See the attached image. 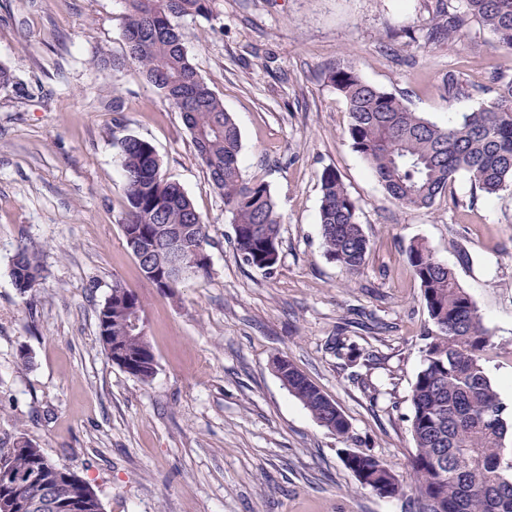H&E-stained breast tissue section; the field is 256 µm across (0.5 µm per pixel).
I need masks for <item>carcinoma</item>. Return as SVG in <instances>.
<instances>
[{"instance_id":"carcinoma-1","label":"carcinoma","mask_w":512,"mask_h":512,"mask_svg":"<svg viewBox=\"0 0 512 512\" xmlns=\"http://www.w3.org/2000/svg\"><path fill=\"white\" fill-rule=\"evenodd\" d=\"M123 8L125 57L116 67L134 64L169 105L180 112L199 163L224 200V216L242 260L269 273L279 258L281 216L269 186L244 176L241 133L221 98L198 72L180 21L208 18L214 0H119ZM491 29L497 46L512 54V0H437L432 16L418 28L428 45L467 34L470 20ZM328 79L348 106L347 137L389 196L401 207L429 209L448 193L461 174L492 197L512 192V76L493 68L488 80L493 98L472 112L440 126L403 99L365 81L354 66L339 64ZM449 101L472 95L456 73L442 85ZM127 208L122 224L134 258L149 254L144 276L163 294L176 296L181 281L168 279L175 264L210 275L201 249L210 245L209 225L193 201L163 172L154 145L139 136L117 139ZM319 224L326 254L350 276L364 269L369 239L359 222L358 203L340 173L328 167L319 175ZM192 227L178 253L167 248L170 233ZM407 260L419 282L433 329L425 336L422 364L412 385L410 431L415 453L406 475L373 454L354 451L345 464L356 481L383 497L414 489L419 512H512V446L506 407L482 363L491 334L475 302L455 272L423 242L412 243ZM15 288L26 294L40 288L44 269L26 247L11 259ZM145 314L140 295L117 282L98 311V336L113 364L140 382L150 381L156 359L147 334L132 328V316ZM284 387L331 433L349 437L350 425L323 393L293 363ZM65 491L49 512H102L87 481L53 463L39 445L22 439L0 453V500L13 499L15 512H37L52 487Z\"/></svg>"}]
</instances>
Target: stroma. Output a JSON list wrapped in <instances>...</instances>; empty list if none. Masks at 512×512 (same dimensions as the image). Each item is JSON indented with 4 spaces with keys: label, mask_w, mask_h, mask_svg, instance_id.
<instances>
[{
    "label": "stroma",
    "mask_w": 512,
    "mask_h": 512,
    "mask_svg": "<svg viewBox=\"0 0 512 512\" xmlns=\"http://www.w3.org/2000/svg\"><path fill=\"white\" fill-rule=\"evenodd\" d=\"M430 0H214L185 18L189 53L242 137L247 176L268 184L281 216L271 273L235 250L179 112L124 56L119 0H0V449L36 442L90 482L104 512H415L416 495L383 497L346 468L363 451L406 471L415 452L411 391L431 323L406 251L425 242L470 294L492 344L485 370L512 412V194L489 197L458 176L429 209L386 193L344 131L327 79L340 60L438 125L493 95L490 67L512 69L495 35L425 47L405 33ZM477 85L442 96L448 72ZM120 97L122 111L112 109ZM149 140L167 177L209 222L211 275L176 297L146 280L127 249L115 135ZM333 167L357 200L372 248L348 277L325 253L318 176ZM46 271L21 295L19 247ZM145 304L156 372L146 384L113 365L97 314L115 281ZM373 354L349 370L333 339ZM28 361H21V354ZM288 357L333 399L351 429L320 426L273 370Z\"/></svg>",
    "instance_id": "stroma-1"
}]
</instances>
